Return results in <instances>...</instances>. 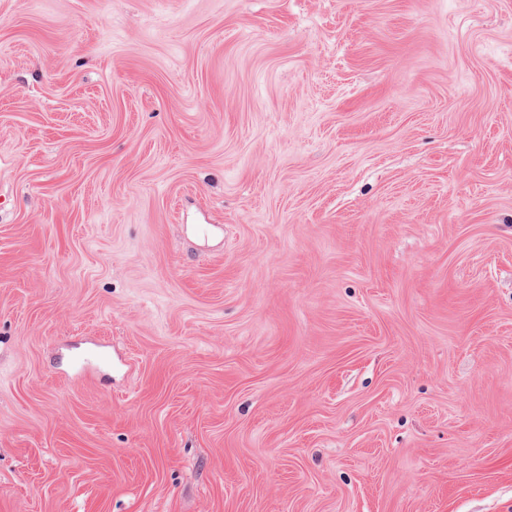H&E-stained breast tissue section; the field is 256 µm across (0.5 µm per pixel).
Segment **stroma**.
<instances>
[{"label":"stroma","instance_id":"1","mask_svg":"<svg viewBox=\"0 0 512 512\" xmlns=\"http://www.w3.org/2000/svg\"><path fill=\"white\" fill-rule=\"evenodd\" d=\"M0 512H512V0H0Z\"/></svg>","mask_w":512,"mask_h":512}]
</instances>
